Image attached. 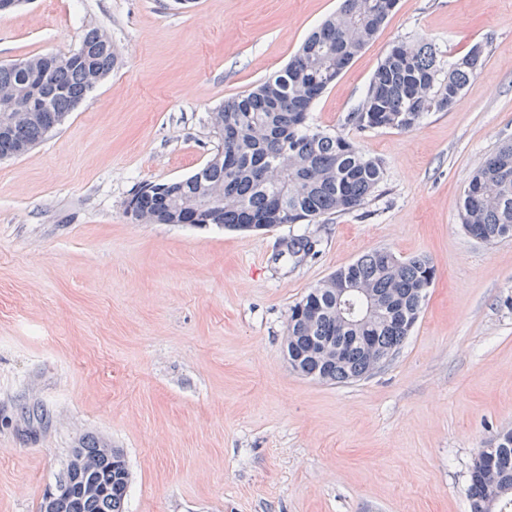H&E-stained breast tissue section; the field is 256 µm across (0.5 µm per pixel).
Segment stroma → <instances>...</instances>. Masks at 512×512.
Instances as JSON below:
<instances>
[{
    "instance_id": "obj_1",
    "label": "stroma",
    "mask_w": 512,
    "mask_h": 512,
    "mask_svg": "<svg viewBox=\"0 0 512 512\" xmlns=\"http://www.w3.org/2000/svg\"><path fill=\"white\" fill-rule=\"evenodd\" d=\"M338 0H19L0 63L108 31L116 67L24 155L0 160V512H38L70 450L122 449L126 512H469L477 448L512 429V237L461 228L463 189L512 140V0H399L317 101L315 125L385 164L357 211L234 232L136 224L143 185L186 178L217 140L209 114L284 68ZM423 35L487 63L409 132L345 116L392 46ZM305 233L318 255L282 258ZM387 249L436 278L401 348L330 384L283 353L290 308Z\"/></svg>"
}]
</instances>
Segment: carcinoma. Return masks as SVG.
Wrapping results in <instances>:
<instances>
[{"label": "carcinoma", "instance_id": "carcinoma-1", "mask_svg": "<svg viewBox=\"0 0 512 512\" xmlns=\"http://www.w3.org/2000/svg\"><path fill=\"white\" fill-rule=\"evenodd\" d=\"M398 0H341L280 71L254 90L224 100L210 113L218 144L206 164L191 176L149 183L128 200L151 224H184L205 196L197 223L249 231L284 224H313L333 214L358 210L375 192L384 163L356 140L326 132L312 123L316 101L373 40ZM486 46L474 44L447 62L433 41L399 42L378 64L366 93L348 113L360 131H411L430 112L448 110L483 69ZM43 57L0 64V93L20 91L40 74L39 106L63 122L92 90V73L105 77L117 62L100 44L99 28L88 29L76 52L55 57L43 71ZM48 135L45 124H27L18 138L0 134V158L24 154ZM460 223L490 244L512 237V142L486 156L473 172L461 200ZM315 240L289 237L288 256L301 261L314 254ZM436 270L429 258H402L390 250L364 254L311 288L290 309L285 352L292 370L319 381L347 383L372 374L373 355L397 351L415 326ZM353 287L336 308L340 290ZM380 311L368 314V302ZM71 453L86 464L87 479L99 493L76 490L59 512H125L130 472L123 453L85 439ZM482 459L470 471V512H512V430L479 449Z\"/></svg>", "mask_w": 512, "mask_h": 512}]
</instances>
